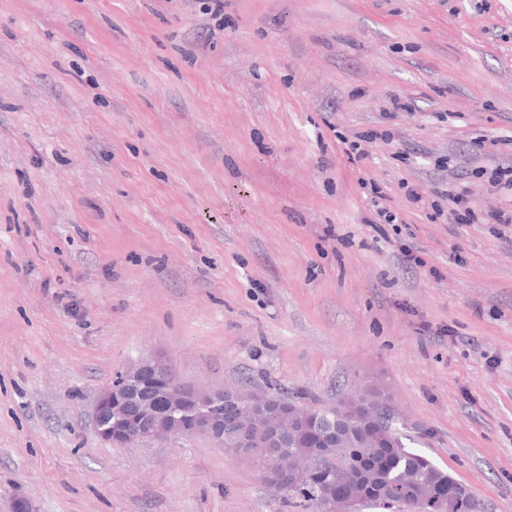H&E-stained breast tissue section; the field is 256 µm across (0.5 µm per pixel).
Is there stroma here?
Returning <instances> with one entry per match:
<instances>
[{
	"mask_svg": "<svg viewBox=\"0 0 512 512\" xmlns=\"http://www.w3.org/2000/svg\"><path fill=\"white\" fill-rule=\"evenodd\" d=\"M495 161L512 0H0V512H304L206 436L99 440L148 355L305 406L377 385L410 449L512 512ZM451 186L475 223L434 218Z\"/></svg>",
	"mask_w": 512,
	"mask_h": 512,
	"instance_id": "1",
	"label": "stroma"
}]
</instances>
